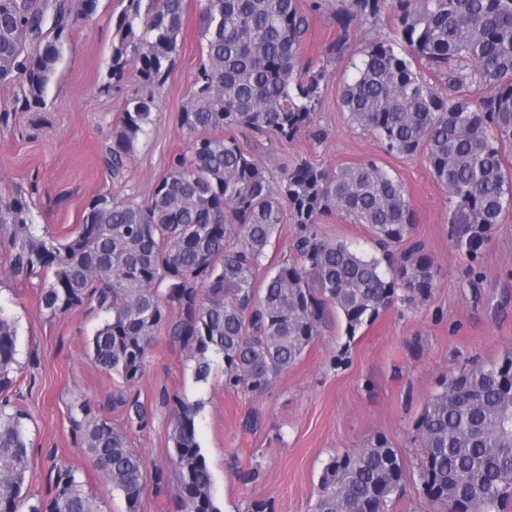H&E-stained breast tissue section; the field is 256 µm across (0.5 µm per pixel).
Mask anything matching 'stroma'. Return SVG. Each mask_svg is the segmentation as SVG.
I'll use <instances>...</instances> for the list:
<instances>
[{
    "label": "stroma",
    "mask_w": 512,
    "mask_h": 512,
    "mask_svg": "<svg viewBox=\"0 0 512 512\" xmlns=\"http://www.w3.org/2000/svg\"><path fill=\"white\" fill-rule=\"evenodd\" d=\"M127 0H99L96 13L74 20L63 57L42 108L19 110L16 91L0 86V195L23 190L37 234L66 241L83 220L90 200L112 194L143 199L165 174L172 152L187 147L178 115L187 104L202 60L196 0H185L179 52L166 83L154 89L152 122L125 159L120 176L103 153L138 84L134 72L110 77L112 25ZM336 0L310 17L304 56L317 61L337 35ZM393 12L379 20H356L347 57L336 60L322 85L311 128L282 140L247 128L230 135L278 180L284 166L307 161L336 170L365 159L399 178L415 213L412 238L433 262L437 288L417 305L395 303L356 336L345 334L332 315L302 358L271 389L255 396L224 386V362L215 359L207 380H196L186 352L159 336L143 375L132 387L149 409L147 426L132 432L133 448L146 461L147 476L172 472L169 439L174 414L162 395L198 404L197 440L223 512H244L264 501L271 512H307L331 455L386 436L407 467L408 478L391 512H432L417 485L423 455L415 423L444 379L461 368L489 365L512 353V207L498 224L480 231L449 220L448 196L422 156L386 154L370 132L352 127L338 87L350 76L348 57L394 25ZM319 230L372 255L367 226L341 216L322 219ZM39 282L12 277L0 260V308L16 323L18 370L10 399L28 415L30 492L47 495L56 468H72L102 512H126L123 496L97 470L76 439L68 415L74 397L89 400L100 416L120 427L121 411L108 397L120 378L100 370L86 355L88 339L104 317L84 307L49 316L39 307ZM256 480H246L252 467Z\"/></svg>",
    "instance_id": "obj_1"
}]
</instances>
